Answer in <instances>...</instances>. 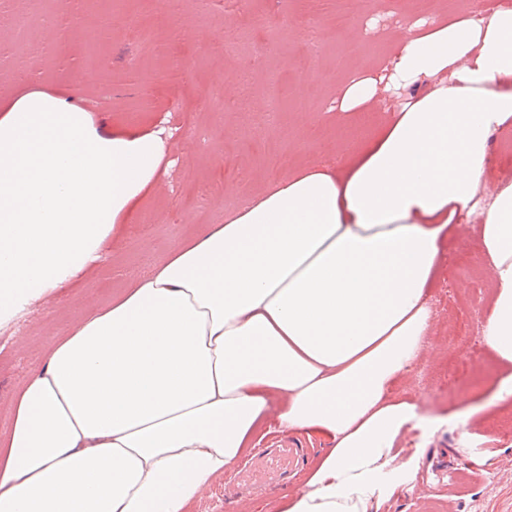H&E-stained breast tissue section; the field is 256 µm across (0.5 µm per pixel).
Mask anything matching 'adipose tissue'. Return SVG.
Instances as JSON below:
<instances>
[{
	"label": "adipose tissue",
	"instance_id": "obj_1",
	"mask_svg": "<svg viewBox=\"0 0 512 512\" xmlns=\"http://www.w3.org/2000/svg\"><path fill=\"white\" fill-rule=\"evenodd\" d=\"M398 100L342 167L304 163L176 244L107 306L49 336L0 437V512H190L266 418L325 443L273 512H379L402 438L428 418L395 386L430 349L429 287L454 221L480 214L483 340L512 398V183L483 198L512 125V8L405 24ZM161 131L104 136L31 87L0 109V324L99 263L165 170Z\"/></svg>",
	"mask_w": 512,
	"mask_h": 512
}]
</instances>
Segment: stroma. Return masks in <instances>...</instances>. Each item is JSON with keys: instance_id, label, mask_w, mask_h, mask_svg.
I'll return each mask as SVG.
<instances>
[{"instance_id": "obj_1", "label": "stroma", "mask_w": 512, "mask_h": 512, "mask_svg": "<svg viewBox=\"0 0 512 512\" xmlns=\"http://www.w3.org/2000/svg\"><path fill=\"white\" fill-rule=\"evenodd\" d=\"M484 0H215L200 11L197 0H180L165 15L163 0H0V101L22 86H38L87 111L104 134L124 125L163 130L166 172L143 199L124 240L68 287L34 303L17 322L0 326V435L13 421L12 397L44 360L43 343L92 307L111 301L131 278L141 277L182 238L222 218L240 195L259 191L284 175L280 156L295 163H341L356 138L371 130L347 112L329 111L338 89L355 73L376 75L393 56L398 24L431 16L442 23L464 10L481 11ZM36 23L41 51L15 40L10 16ZM252 33L234 52L224 50L227 29ZM177 47L180 75L168 69ZM104 65L85 75L88 50ZM312 58L300 75L297 62ZM250 72L253 106L267 105L271 81L284 91L276 125L254 129L233 107L238 76ZM309 99L296 108L295 96ZM484 192L512 183V126L492 137ZM216 195L194 203L199 188ZM479 216L460 219L442 243L443 261L430 289L435 348L399 392L419 399L431 415H467L465 430L441 428L433 436L412 431L400 458L411 461L402 476L384 485L380 512H512V402L493 401L504 373L482 340L489 311L490 269L479 247ZM279 490L241 491L228 477L214 480L195 512H261Z\"/></svg>"}]
</instances>
